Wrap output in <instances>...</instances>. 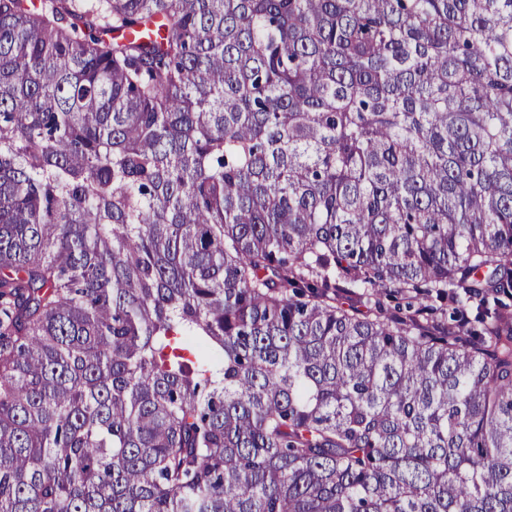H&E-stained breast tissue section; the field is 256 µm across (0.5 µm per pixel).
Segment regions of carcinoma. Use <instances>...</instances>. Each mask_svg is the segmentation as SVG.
I'll list each match as a JSON object with an SVG mask.
<instances>
[{
  "mask_svg": "<svg viewBox=\"0 0 512 512\" xmlns=\"http://www.w3.org/2000/svg\"><path fill=\"white\" fill-rule=\"evenodd\" d=\"M511 298L512 0H0V512H512Z\"/></svg>",
  "mask_w": 512,
  "mask_h": 512,
  "instance_id": "cac0c4a2",
  "label": "carcinoma"
}]
</instances>
